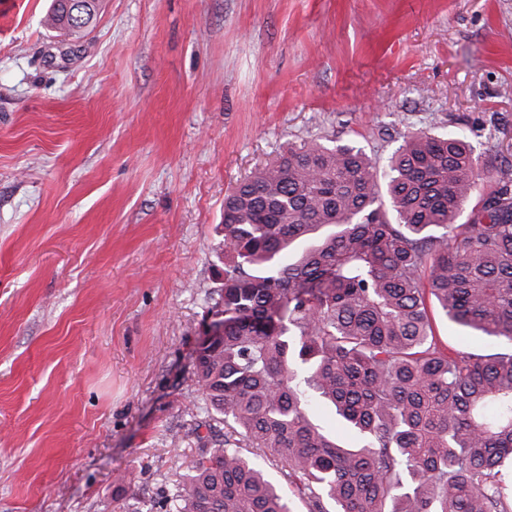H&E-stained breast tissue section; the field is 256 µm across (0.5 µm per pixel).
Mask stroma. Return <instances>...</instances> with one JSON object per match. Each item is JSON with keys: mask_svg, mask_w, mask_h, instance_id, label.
Segmentation results:
<instances>
[{"mask_svg": "<svg viewBox=\"0 0 512 512\" xmlns=\"http://www.w3.org/2000/svg\"><path fill=\"white\" fill-rule=\"evenodd\" d=\"M48 5L0 0V512H162L224 433L191 402L225 196L318 136L512 159V0H101L80 41Z\"/></svg>", "mask_w": 512, "mask_h": 512, "instance_id": "stroma-1", "label": "stroma"}]
</instances>
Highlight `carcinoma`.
<instances>
[{
	"label": "carcinoma",
	"instance_id": "1",
	"mask_svg": "<svg viewBox=\"0 0 512 512\" xmlns=\"http://www.w3.org/2000/svg\"><path fill=\"white\" fill-rule=\"evenodd\" d=\"M51 0L45 27L81 40ZM486 178L458 132L408 133L385 166L327 137L290 144L224 198V279L193 406L224 422L169 512H295L242 452L282 463L309 512H512V352L443 345L433 307L512 344V162ZM332 412L343 442L319 420ZM333 509H327V505Z\"/></svg>",
	"mask_w": 512,
	"mask_h": 512
}]
</instances>
